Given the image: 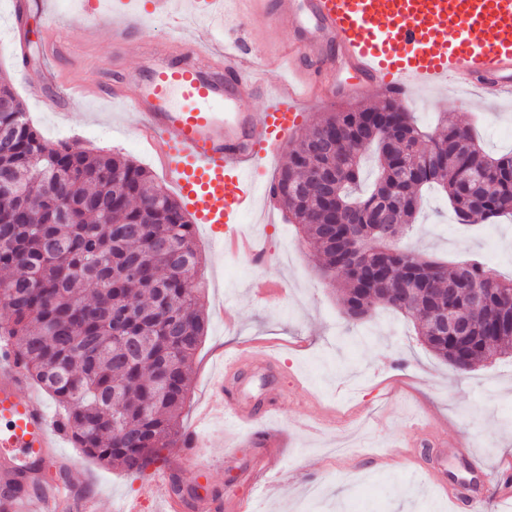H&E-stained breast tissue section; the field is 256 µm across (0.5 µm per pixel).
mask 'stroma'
<instances>
[{"label": "stroma", "instance_id": "obj_1", "mask_svg": "<svg viewBox=\"0 0 512 512\" xmlns=\"http://www.w3.org/2000/svg\"><path fill=\"white\" fill-rule=\"evenodd\" d=\"M17 2L0 0V71L24 95L40 134L53 143L121 154L165 183L157 158L126 112L85 101L62 114L25 95L29 83L41 80L47 59L58 77L108 84L115 65L138 63L144 40L163 37L162 25L142 14L117 58L109 31H102L95 45L84 43L80 14L69 0H54V22L66 31L60 44L45 37L43 0H29L32 12L23 25L16 19ZM267 4L237 0L241 23L222 27L192 15L188 26L200 44L236 41L261 46L272 57L286 48L288 35L264 26ZM405 107L425 131H435L442 121H468L490 154L512 150V98L486 102L476 90L450 86L416 90ZM237 229L245 235L264 232L265 264L225 250L204 226L194 227L207 331L192 364L183 422H194L221 354L256 343L276 355L278 372L249 377L243 397L261 400L280 389L287 392L288 404L250 426L212 422L205 429L209 470L181 465L173 471L178 482L204 496L220 493L228 502H248L251 512H298L312 486L321 495L310 512H472L468 506L453 507L447 489L430 473L434 466L455 468L443 447L462 437L500 476L486 485L483 508L512 512V497L501 496L506 481H512V357L496 358L460 377L420 344L410 319L386 310L367 323L350 319L315 250L277 204L259 202ZM399 244L453 262L478 258L492 275L512 277V221L458 223L446 196L435 190L424 192L413 226ZM259 280L276 284V292L257 297L253 285ZM407 441L419 443L420 452L397 456L396 447ZM63 452L73 460L70 479L88 497L89 512H121L131 503L138 512H165V490L153 479L156 463L131 474L102 467L69 441Z\"/></svg>", "mask_w": 512, "mask_h": 512}]
</instances>
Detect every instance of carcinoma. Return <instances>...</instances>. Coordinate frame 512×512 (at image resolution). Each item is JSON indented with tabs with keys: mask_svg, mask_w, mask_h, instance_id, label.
<instances>
[{
	"mask_svg": "<svg viewBox=\"0 0 512 512\" xmlns=\"http://www.w3.org/2000/svg\"><path fill=\"white\" fill-rule=\"evenodd\" d=\"M399 99L331 112L288 150L272 197L342 273L343 306L367 319L379 308L414 319L416 335L455 365L460 347L440 339L432 310L469 319L467 369L512 352V300L472 309L467 289L510 288L473 259L405 252L367 224L388 209L408 228L426 187L442 189L461 222L512 216V152L493 156L471 127L423 132ZM0 340L56 402L77 448L106 467L140 472L175 445L191 365L205 329L199 256L189 213L150 171L114 153L45 140L25 112H0ZM443 145L436 156L422 142ZM375 157L360 190L362 158Z\"/></svg>",
	"mask_w": 512,
	"mask_h": 512,
	"instance_id": "cac0c4a2",
	"label": "carcinoma"
}]
</instances>
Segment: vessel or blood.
<instances>
[{"instance_id":"obj_1","label":"vessel or blood","mask_w":512,"mask_h":512,"mask_svg":"<svg viewBox=\"0 0 512 512\" xmlns=\"http://www.w3.org/2000/svg\"><path fill=\"white\" fill-rule=\"evenodd\" d=\"M180 0H150V15L177 30V49L160 46L144 73H124L107 98L136 120L178 199L197 223L219 240L234 237V223L255 209L254 174L276 162L304 120L300 106L310 96L333 101L360 93L404 98L416 87L450 84L479 87L486 97L512 95V0H271L263 19L288 32L285 55L259 59L232 42L210 43L213 66L189 64L198 43L182 36ZM140 0H113L106 12L83 15V39L95 41L102 28L126 34L140 13ZM314 73L299 78L301 60ZM287 70L269 87L267 74ZM259 95L255 113L240 101ZM275 366L265 350L249 358H224L194 425L178 445L202 469L209 460L202 427L213 416L241 423L279 409L280 399L255 408L234 387L243 364ZM67 436L31 388L9 347L0 348V485L27 479L28 490L5 500L7 512H74L71 489L61 480L70 459L60 448ZM459 473L448 477L451 501L480 504L478 477L488 469L466 446L454 444ZM54 470L56 479L46 478Z\"/></svg>"}]
</instances>
